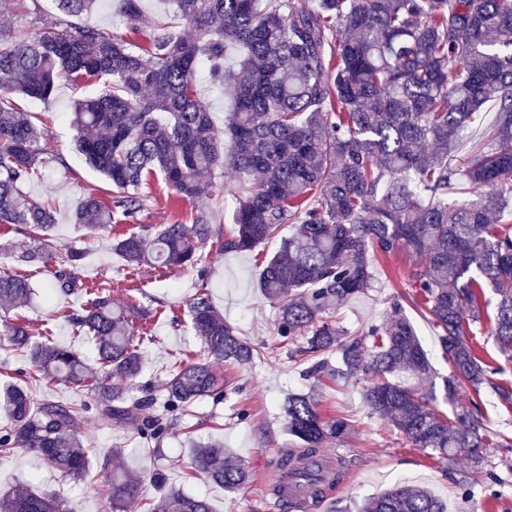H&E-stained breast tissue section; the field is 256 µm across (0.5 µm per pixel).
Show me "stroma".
<instances>
[{"label":"stroma","instance_id":"stroma-1","mask_svg":"<svg viewBox=\"0 0 512 512\" xmlns=\"http://www.w3.org/2000/svg\"><path fill=\"white\" fill-rule=\"evenodd\" d=\"M142 29L151 33L157 22H164L167 32L176 37L193 35L191 25L174 11L170 0H141ZM56 12L54 0H24L0 12V27L34 36L44 18ZM102 84L75 87L58 83L48 102L24 101L35 125L43 129V148L62 156V163H51L22 186L24 194L51 203L56 214L48 241L57 254L78 249L85 259L79 271L84 283L103 280L112 284V298L117 302L134 300L151 316V337L142 346L143 372L140 382L160 384L169 368L183 357L199 350L201 341L187 316L190 301L200 290H207L214 307L237 330L238 336L271 350L268 359L253 367L217 363L218 371L237 381L241 394L221 402L202 401L191 415L182 417L169 431L161 451L140 438L136 423L115 425L97 411L82 430L86 444L95 448L85 479L45 468L36 458L24 453L0 456V492L38 490L56 494L67 512H107L109 487L101 471L102 463L112 469L127 471L141 479L143 497L156 496L150 483L152 471L163 470L169 485L191 494L206 496L213 512H293L281 505L270 507L265 489L274 475V463L284 450L295 447L282 417L281 402L290 392L306 389L300 366L281 348L275 334L276 310L263 296L259 274L269 249L261 247L246 253H218L203 246L199 268L167 271L143 266L127 269L123 258L113 248V236L137 231L142 224L192 223L197 204L176 199L161 176L148 185L149 199L136 222H120L115 232L89 234L73 222L79 201L104 179L88 165L76 149L70 124L76 100L93 97ZM419 259L405 251L375 260V280L364 294L342 305L337 316L341 326L355 331L379 319L386 300L405 290L408 274ZM24 272L36 294L30 302L8 310L0 309V320L21 316L35 335H47L58 344L77 350L87 362H94L95 345L78 335L63 317L66 308L79 306L80 296L47 295L48 268L32 265L18 267L9 253L0 254V274ZM363 383L322 381L316 388L325 418H342L348 424L341 441L332 442L330 450L341 458L345 476L329 497L311 512H358L360 503L397 484L429 488L446 501L448 512H512V451L489 449L482 462L462 456L444 464L427 450L412 447L390 423L373 414L366 406ZM218 440L236 456L248 462L252 478L244 487L229 491L209 483L191 470L188 448Z\"/></svg>","mask_w":512,"mask_h":512}]
</instances>
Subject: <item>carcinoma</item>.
Masks as SVG:
<instances>
[{
	"label": "carcinoma",
	"instance_id": "cac0c4a2",
	"mask_svg": "<svg viewBox=\"0 0 512 512\" xmlns=\"http://www.w3.org/2000/svg\"><path fill=\"white\" fill-rule=\"evenodd\" d=\"M96 0H57L58 15L34 37L0 29V101L14 95L47 101L60 81L98 82L106 90L75 102L71 126L78 151L108 184L86 195L74 222L89 232L121 215L135 221L143 188L159 174L182 200L202 202L224 189L231 166L246 192L235 198L232 224L214 230L209 211L193 223L142 226L113 248L131 270L144 264L181 270L197 265V250L252 251L277 246L259 288L277 310L275 333L292 344L306 381L364 379V400L412 446L443 463L475 460L512 438L492 430L483 395L512 406V386L496 380L512 363V0H173L194 29L176 39L157 28L136 53L121 38L79 21ZM129 32L141 31L140 0H120ZM209 70L232 100L229 137L217 129L197 94L195 73ZM494 116L485 123L483 113ZM41 132L26 112L0 105V227L36 241L55 223L51 205L26 198L23 185L47 164ZM465 153H460L462 148ZM471 186L466 199H448L452 186ZM295 224L278 237L282 224ZM406 250L422 263L409 290L391 295L384 315L353 333L332 319L364 293L373 260ZM17 262L55 267L48 292L81 290L82 306L64 316L96 342L95 366L46 338L31 336L18 318L0 325L14 349L27 350L41 379L61 378L95 397L96 410L160 445L173 422L197 402L220 401L240 386L216 371L226 362L251 367L263 357L243 340L201 291L189 303L202 350L174 364L158 388L127 390L138 378L146 315L112 301L109 287L82 284L84 253L70 249L56 262L42 241L17 246ZM496 296L490 319L503 361L481 357L467 340L482 318L484 289ZM32 282L0 274V307L30 300ZM436 331L449 373L439 376L406 307ZM402 372L414 383L392 375ZM442 380L448 413L434 405ZM466 403H455L460 389ZM8 423L0 454L22 452L75 478L89 470L93 449L80 436L91 406L49 398L36 403L23 384L0 390ZM285 428L298 443L278 461L270 494L288 504L283 481L317 503L342 477L327 444L345 422L322 417L313 391L283 403ZM192 469L227 490L245 485L249 466L219 441L194 447ZM110 484L109 512H212L204 496L168 486L142 501L140 483L102 464ZM0 512H67L56 496L21 491L0 495ZM360 512H448L431 490L400 485L365 499Z\"/></svg>",
	"mask_w": 512,
	"mask_h": 512
}]
</instances>
